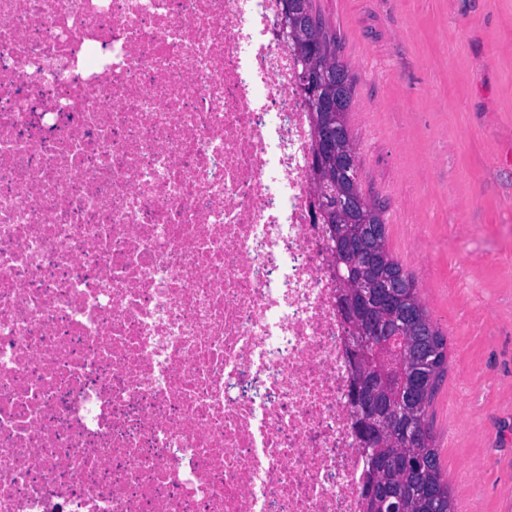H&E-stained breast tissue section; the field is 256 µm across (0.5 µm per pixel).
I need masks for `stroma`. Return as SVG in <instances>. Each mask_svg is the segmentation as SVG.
Listing matches in <instances>:
<instances>
[{
	"label": "stroma",
	"instance_id": "1",
	"mask_svg": "<svg viewBox=\"0 0 512 512\" xmlns=\"http://www.w3.org/2000/svg\"><path fill=\"white\" fill-rule=\"evenodd\" d=\"M360 188L446 339L428 411L456 512H512V0H313Z\"/></svg>",
	"mask_w": 512,
	"mask_h": 512
}]
</instances>
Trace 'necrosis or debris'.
I'll use <instances>...</instances> for the list:
<instances>
[{"mask_svg":"<svg viewBox=\"0 0 512 512\" xmlns=\"http://www.w3.org/2000/svg\"><path fill=\"white\" fill-rule=\"evenodd\" d=\"M279 0H0V512H364Z\"/></svg>","mask_w":512,"mask_h":512,"instance_id":"1","label":"necrosis or debris"}]
</instances>
